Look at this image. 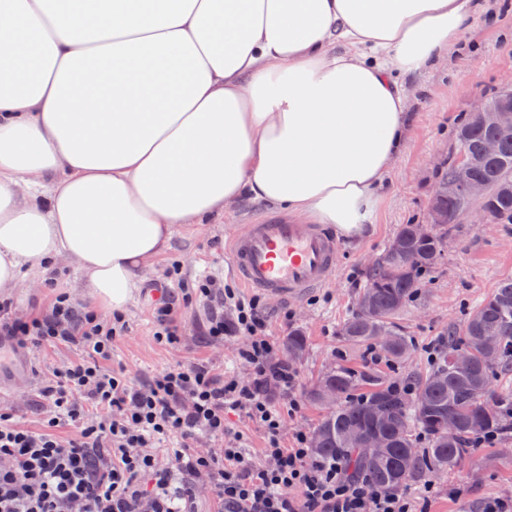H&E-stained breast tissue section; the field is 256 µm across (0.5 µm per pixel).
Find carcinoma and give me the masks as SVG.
Instances as JSON below:
<instances>
[{
  "instance_id": "1",
  "label": "carcinoma",
  "mask_w": 512,
  "mask_h": 512,
  "mask_svg": "<svg viewBox=\"0 0 512 512\" xmlns=\"http://www.w3.org/2000/svg\"><path fill=\"white\" fill-rule=\"evenodd\" d=\"M500 142L493 159L481 154L488 135ZM458 150L472 162V175L490 186V194L480 206L492 213L496 223L512 224V127L490 128L471 115L456 129ZM454 177V161L441 172L437 195L431 200L448 213V223L456 214L472 206L458 192L448 191ZM441 237L419 238L412 224L400 225L376 264L368 284L357 298L352 315L343 323L339 336L350 344H378L384 356L404 361L411 341L396 326V316L419 294L421 277L436 265ZM496 339L498 358L488 360L489 348L482 338ZM305 338L298 330L288 334V358L299 359ZM462 349L470 359L464 372L453 369L451 360ZM512 373V277L501 280L493 293L451 331L430 372L417 379L415 398L400 397L397 380L371 370L358 371L338 364L324 372L308 392L316 406L325 405L324 394H334V405L312 432L316 457L337 461L350 473L365 476L390 489H401L440 470L458 467L473 451L472 436L498 431L506 439L512 434V386L491 388L500 374ZM457 422L448 435V418ZM427 438L419 446L418 436ZM362 436H380L385 447L362 449Z\"/></svg>"
}]
</instances>
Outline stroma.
Listing matches in <instances>:
<instances>
[{"label":"stroma","instance_id":"1","mask_svg":"<svg viewBox=\"0 0 512 512\" xmlns=\"http://www.w3.org/2000/svg\"><path fill=\"white\" fill-rule=\"evenodd\" d=\"M511 77L512 0H489L486 11L469 19L460 45L449 50L445 60L408 78V135L382 193L375 224L358 240L341 241L337 265L325 287L285 299L262 296L269 318L268 336L276 347H284L294 330L306 339L304 356L293 363L299 373L294 391L298 409L284 418V445H291L296 431L312 432L323 416V409L313 406L307 397L322 372L341 363L358 370L372 365L395 377L404 372L426 373L449 329L459 326L466 313L502 279L512 277V224L486 227L462 217L458 223L438 229L442 250L434 271L417 299L396 318L397 326L413 344L405 363L371 362L369 347L343 343L338 336L355 308L360 286L367 284L399 225L426 223L436 185V164L455 152V130L461 117L479 98L497 91ZM268 213L266 207L244 203L220 224L177 225L170 251L145 266L138 295L124 314L127 330L112 343V369L123 370L135 385L162 369L188 363L247 378L249 369L237 357L242 338L228 336L220 345L205 343L192 309L182 311L180 344L158 343L150 295L162 282L165 270L174 266L187 279L214 275L238 286L226 254L227 241ZM59 292L82 303L91 300L76 264L65 257L58 258L49 270L26 272L16 287L0 288V299H11L18 315L29 316L47 308ZM82 356L80 349L61 344L31 351L34 377L0 378L5 387L0 403L14 408L25 427L40 428L45 418L38 397L42 383L55 370ZM405 492L416 512H480L486 500H510L512 439L475 449L447 477L421 479L410 483Z\"/></svg>","mask_w":512,"mask_h":512}]
</instances>
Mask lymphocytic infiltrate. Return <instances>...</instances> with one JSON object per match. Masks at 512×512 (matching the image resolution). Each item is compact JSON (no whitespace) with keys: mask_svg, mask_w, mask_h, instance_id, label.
<instances>
[{"mask_svg":"<svg viewBox=\"0 0 512 512\" xmlns=\"http://www.w3.org/2000/svg\"><path fill=\"white\" fill-rule=\"evenodd\" d=\"M178 286L181 299L165 296L154 305L157 341L179 343L180 307H202L205 341L247 338L238 356L248 380L190 363L134 385L106 367L113 338L127 329L121 318L101 317L66 294L27 317L0 302V336L17 348L60 343L83 353L44 387L51 415L42 428H26L0 408V512H197L201 493L222 512H413L405 493L314 459L305 432L284 446L282 413L298 408L299 374L278 358L259 298L210 276ZM233 411L264 428L262 462L227 444L225 416ZM63 427L72 435L61 436Z\"/></svg>","mask_w":512,"mask_h":512,"instance_id":"obj_1","label":"lymphocytic infiltrate"}]
</instances>
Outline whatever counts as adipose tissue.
<instances>
[{
	"mask_svg": "<svg viewBox=\"0 0 512 512\" xmlns=\"http://www.w3.org/2000/svg\"><path fill=\"white\" fill-rule=\"evenodd\" d=\"M479 0H0V288L60 255L119 313L178 224L245 201L355 239L403 77Z\"/></svg>",
	"mask_w": 512,
	"mask_h": 512,
	"instance_id": "ef3b65f1",
	"label": "adipose tissue"
}]
</instances>
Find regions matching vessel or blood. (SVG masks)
<instances>
[{
  "label": "vessel or blood",
  "instance_id": "obj_1",
  "mask_svg": "<svg viewBox=\"0 0 512 512\" xmlns=\"http://www.w3.org/2000/svg\"><path fill=\"white\" fill-rule=\"evenodd\" d=\"M339 250V241L322 225L301 224L281 216L256 220L245 234L228 243L242 285L280 298L324 287ZM0 368L26 377L33 371L26 356L1 340Z\"/></svg>",
  "mask_w": 512,
  "mask_h": 512
}]
</instances>
